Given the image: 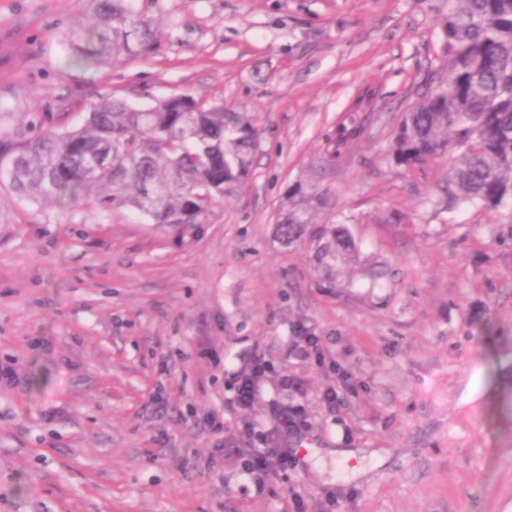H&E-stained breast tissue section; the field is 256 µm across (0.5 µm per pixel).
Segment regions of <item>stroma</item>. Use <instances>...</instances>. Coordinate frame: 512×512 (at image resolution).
<instances>
[{
	"instance_id": "obj_1",
	"label": "stroma",
	"mask_w": 512,
	"mask_h": 512,
	"mask_svg": "<svg viewBox=\"0 0 512 512\" xmlns=\"http://www.w3.org/2000/svg\"><path fill=\"white\" fill-rule=\"evenodd\" d=\"M436 0H136L150 54L100 68L66 38L89 0H0V135L72 128L108 97L253 116L249 177L196 237L0 187V512H512V196L447 209L434 159L387 155L439 52ZM317 180L391 278L323 288L273 238ZM327 362L289 357L296 327ZM261 351L248 413L302 408L297 465L255 485L227 443L225 365ZM345 371L343 404L321 395Z\"/></svg>"
}]
</instances>
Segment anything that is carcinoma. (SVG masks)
Here are the masks:
<instances>
[{"instance_id": "cac0c4a2", "label": "carcinoma", "mask_w": 512, "mask_h": 512, "mask_svg": "<svg viewBox=\"0 0 512 512\" xmlns=\"http://www.w3.org/2000/svg\"><path fill=\"white\" fill-rule=\"evenodd\" d=\"M98 28L69 36L91 65L148 54L154 40L131 0H92ZM434 87L420 95L394 134L390 158L411 170L448 156V208L495 210L512 195V0H438ZM259 141L253 118L188 95L136 106L107 99L84 124L48 127L32 138L0 136V183L41 201L61 193L77 206L129 210L193 237L212 206L248 177ZM334 195L311 181L288 186L273 234L304 247L318 284L350 288L373 266L350 229L332 224Z\"/></svg>"}]
</instances>
